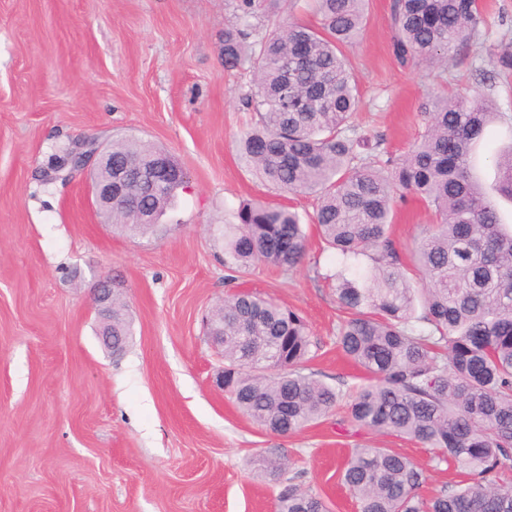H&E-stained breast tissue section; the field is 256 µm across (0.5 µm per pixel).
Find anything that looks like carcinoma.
Listing matches in <instances>:
<instances>
[{
  "label": "carcinoma",
  "instance_id": "obj_1",
  "mask_svg": "<svg viewBox=\"0 0 512 512\" xmlns=\"http://www.w3.org/2000/svg\"><path fill=\"white\" fill-rule=\"evenodd\" d=\"M366 0H314L320 29L295 19L251 38L255 0H235L224 26V66L251 68L245 104L254 123L242 154L265 183L314 195L312 216L336 265L317 276L336 283L345 313L336 334L365 383L331 386L308 370L320 345L295 310L249 292L224 299L213 324L224 326V393L258 427L288 435L326 417L349 397L352 422L429 449L431 461L464 480L419 494L426 476L390 448H353L342 481L359 512H512V226L496 198L512 201V116L495 111L490 75L512 71V54L486 50L478 87L422 105L426 129L405 154L359 131L351 119L361 94L341 47L362 30ZM478 0H393L392 47L403 64L435 68L461 49L484 47ZM172 159L140 141L112 143L113 176L125 189L112 223L145 234L189 181L157 185L125 170ZM496 172L481 183L484 162ZM409 193L434 211L410 254L392 234L395 209ZM224 225V265L260 264L284 272L308 253L305 224L287 207L240 204ZM130 335L126 303L112 305L115 350ZM284 460L266 454L260 475L277 480ZM276 512H329L323 498L294 485Z\"/></svg>",
  "mask_w": 512,
  "mask_h": 512
}]
</instances>
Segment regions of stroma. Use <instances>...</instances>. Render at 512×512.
<instances>
[{"label": "stroma", "mask_w": 512, "mask_h": 512, "mask_svg": "<svg viewBox=\"0 0 512 512\" xmlns=\"http://www.w3.org/2000/svg\"><path fill=\"white\" fill-rule=\"evenodd\" d=\"M391 3L368 0L364 29L343 52L364 129L402 155L439 87L397 61ZM480 3L487 44L512 53V0ZM232 13L231 0H0V512H275L281 485L252 465L268 448L286 461L285 478L331 512H357L340 468L360 445L410 458L427 476L422 494L459 480L413 442L352 425L347 408L281 436L215 384L223 362L203 318L239 291L306 319L322 346L319 379L364 375L336 350V295L310 262L236 276L224 266L222 230L241 202L314 209L312 197L262 182L239 152L249 75L224 68ZM290 16L319 23L308 0H262L254 23L266 31ZM117 139L167 150L190 178L144 235L104 221L88 173L55 174L67 149L103 151ZM432 220L407 197L396 241L411 248ZM103 279L132 318L118 357L96 334Z\"/></svg>", "instance_id": "1"}]
</instances>
